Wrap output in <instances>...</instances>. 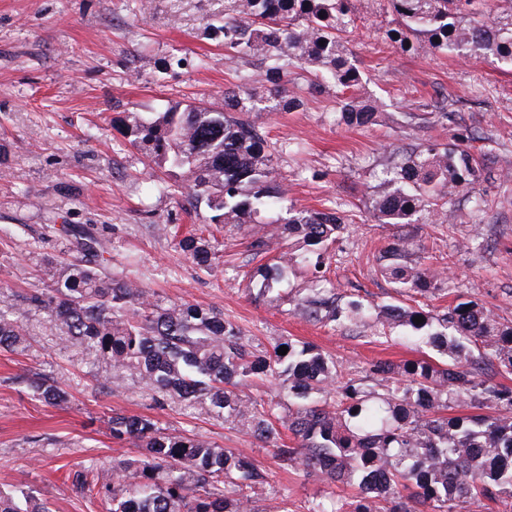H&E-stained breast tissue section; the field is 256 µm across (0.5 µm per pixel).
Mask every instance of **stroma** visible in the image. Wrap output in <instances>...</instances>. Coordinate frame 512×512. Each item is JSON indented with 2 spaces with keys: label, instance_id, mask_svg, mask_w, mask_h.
<instances>
[{
  "label": "stroma",
  "instance_id": "stroma-1",
  "mask_svg": "<svg viewBox=\"0 0 512 512\" xmlns=\"http://www.w3.org/2000/svg\"><path fill=\"white\" fill-rule=\"evenodd\" d=\"M227 0H0V297L13 305L29 335L25 351L0 352V489L28 487L52 512H106L76 492L68 474L78 462L132 454L110 434L112 413L146 415L186 436H203L250 457L267 475L256 512H305L325 496L355 495L292 469L271 447L223 419L177 402L157 403L139 383L101 387L104 362L65 347L43 312L23 295L50 287L52 257L62 244L59 224H91L111 242L114 273L138 280L150 293L223 313L258 350L280 342L307 343L338 363L339 381L360 378L370 363L400 364L430 355L408 342L405 325L383 338L364 322L330 325L308 318L297 301L311 286L302 261L285 270L278 290L259 294L268 254L251 248L249 224H212L172 187L156 190L158 170L112 128L119 112H163L202 102L224 106L236 72L224 60L209 22L223 18ZM351 50L361 72L359 93L385 100L378 125L336 123V92L306 94L296 112L261 115L271 139L287 144L276 176L300 208L333 206L355 214L336 241L327 242V279L344 301L420 304L439 314L456 298L473 299L503 322L512 321V68L491 59H464L431 49L408 56L382 40L391 17L357 4ZM447 103L454 117L434 109ZM427 113L405 118L402 105ZM483 165L472 192L455 196L435 223L377 224L364 205L379 189L383 171L407 152L432 142L457 144L462 130ZM157 224L171 228L154 232ZM217 241L219 257L203 269L176 241L191 230ZM420 247L425 268L441 276L439 291L407 297L380 272L383 249L401 233ZM480 236V249L464 243ZM36 371L67 388L68 403L35 400L14 376Z\"/></svg>",
  "mask_w": 512,
  "mask_h": 512
}]
</instances>
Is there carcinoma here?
Segmentation results:
<instances>
[{
	"instance_id": "1",
	"label": "carcinoma",
	"mask_w": 512,
	"mask_h": 512,
	"mask_svg": "<svg viewBox=\"0 0 512 512\" xmlns=\"http://www.w3.org/2000/svg\"><path fill=\"white\" fill-rule=\"evenodd\" d=\"M394 25L385 44L413 54L428 46L462 57L492 58L512 67V0H386ZM353 0H230L224 22L209 31L223 38L225 60L256 68L237 74L224 89V110L175 105L165 112H126L119 119L129 143L166 176L181 178L188 198L210 211L211 224H262L261 212L277 211L288 236L302 242V260L317 286L301 300L305 313L329 322L366 319L358 301L339 304L325 281L322 245L336 239L350 215L334 207L298 210L274 176L273 159L287 146L271 140L257 118L304 106L299 86L336 88V118L349 127L377 124L382 104L356 94L361 73L348 48L355 29ZM478 161L466 148L431 143L385 171L368 209L380 224L432 222L455 193L475 184ZM68 236L54 262L47 292L22 297L45 312L69 347L112 368L98 380L107 387L131 378L153 396L175 399L224 418L256 440L275 443V457L330 483L354 485L351 499H313L307 512H458L487 502L512 512V389L494 382L495 368L512 373V322L497 319L474 300L459 301L432 316L412 307L383 305L377 320L424 332L430 346L448 356L441 367L429 358L400 365L372 363L366 378L336 384V361L311 347L287 342L260 353L240 328L211 308L168 302L112 272L109 242L89 224H66ZM199 267L210 268L215 251L193 234L178 242ZM408 237L388 244L381 272L404 292L438 289V276L411 259ZM294 254L264 268L259 292L269 293ZM421 317L423 322L415 319ZM30 347L12 309L0 304V350ZM278 381L288 398L257 400L245 392L255 380ZM32 396L50 406L68 392L39 373L17 377ZM336 390L335 405L319 395ZM470 409L450 417V405ZM112 439L137 454L111 461H83L73 486L108 512H255L254 495L265 474L239 453L197 436L173 434L148 416L114 414ZM295 445L278 444V426ZM0 512H50L33 493L0 491Z\"/></svg>"
}]
</instances>
